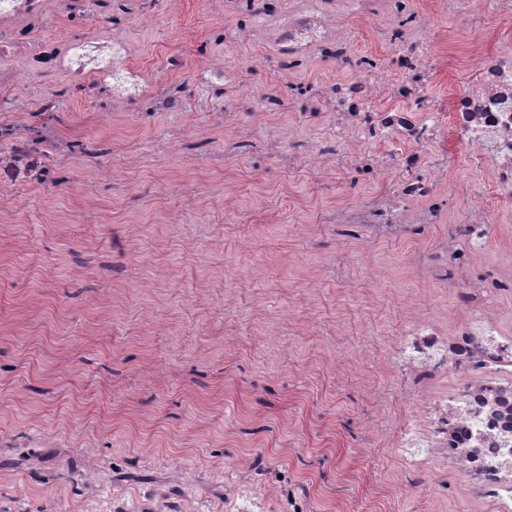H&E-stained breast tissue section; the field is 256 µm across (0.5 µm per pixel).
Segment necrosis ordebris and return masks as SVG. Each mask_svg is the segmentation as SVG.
<instances>
[{
	"mask_svg": "<svg viewBox=\"0 0 512 512\" xmlns=\"http://www.w3.org/2000/svg\"><path fill=\"white\" fill-rule=\"evenodd\" d=\"M177 0H0V88L44 81L67 68L66 88H49L36 102L0 97V112L26 121L0 124V188L53 183L58 161L96 159L112 153L106 138L65 141L58 126L72 93L93 88L103 116L114 106L149 113L183 111L180 90L150 79L130 65L138 38L136 19L170 17ZM214 17L209 40L222 63L203 62L195 74L200 106L236 128L243 109H281L318 126L316 137L294 136L275 145L289 167L319 172L349 169L384 189L361 205L337 195L327 221L336 234L367 251L377 240H418L427 225L447 224L434 269L438 286L450 289L454 314L432 310L428 292L407 294L404 324L385 341L390 366L408 378V412L394 428L392 454L401 461V490L417 487L429 468L456 476L473 512L492 505L512 512V228L495 210H481L464 224L446 223L441 189L448 167L429 174L427 155L455 143L469 171L486 175L503 204H512V30L493 29L489 42L448 61L453 43L431 31L423 14L405 18V0H200ZM83 35L70 43L35 42L34 29L54 17ZM105 20V32H84L89 18ZM387 33L393 58L357 55L349 22ZM258 38L287 77V96L258 92L233 64L246 39ZM335 62L343 77L306 82L310 56ZM452 65L460 78L448 106L434 93L438 73ZM498 240L505 264L495 276L478 277L482 249ZM455 380L445 390V380ZM242 479L224 484V512H256L272 496L246 462H234Z\"/></svg>",
	"mask_w": 512,
	"mask_h": 512,
	"instance_id": "necrosis-or-debris-1",
	"label": "necrosis or debris"
}]
</instances>
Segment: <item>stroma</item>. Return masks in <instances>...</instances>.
I'll return each mask as SVG.
<instances>
[{"label":"stroma","instance_id":"stroma-1","mask_svg":"<svg viewBox=\"0 0 512 512\" xmlns=\"http://www.w3.org/2000/svg\"><path fill=\"white\" fill-rule=\"evenodd\" d=\"M209 26L198 0H179L173 17L145 26L130 64L157 76L180 53L185 67L167 81L195 96ZM265 54L249 41L235 59L273 90ZM70 107L62 139L112 140L88 192L71 190L87 171L72 159L54 188L0 194V512H84L89 487L106 502L157 490L163 512H187L218 503L238 456L269 484L313 478L311 512H466L459 480L439 470L396 494L395 385L377 402L361 375L336 380L357 353L384 361L400 297L428 286L413 257L435 250L447 225L418 243L374 242L381 281L368 299L342 260L355 242L320 221L334 189L318 174H289L268 150L225 156L223 125L193 107L122 126L102 124L87 96ZM181 126L197 141L166 151ZM183 466L195 487L170 478Z\"/></svg>","mask_w":512,"mask_h":512}]
</instances>
